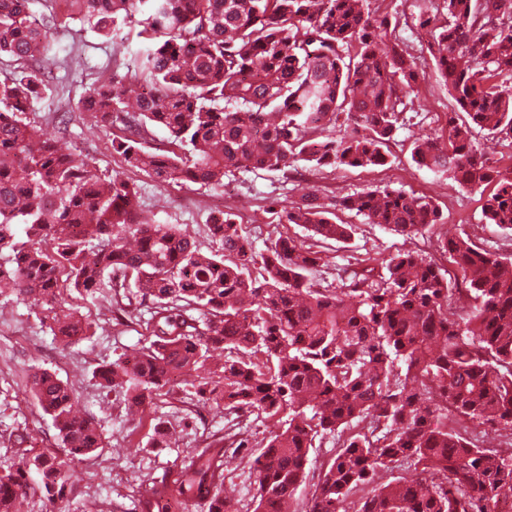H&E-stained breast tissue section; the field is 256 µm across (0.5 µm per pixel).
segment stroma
<instances>
[{"label":"stroma","instance_id":"obj_1","mask_svg":"<svg viewBox=\"0 0 512 512\" xmlns=\"http://www.w3.org/2000/svg\"><path fill=\"white\" fill-rule=\"evenodd\" d=\"M418 2L371 0L372 8L397 17V39L420 56L426 72L405 97L406 107L399 116L385 166L336 171L306 167L288 180L277 173L239 170L226 176L218 189L188 184L163 190L143 176L139 179L140 213L156 223L176 225L205 252L219 248L206 228L209 217L220 210L234 213L255 250H264L279 238L315 246L321 256L316 278L325 285H339L342 277L358 269L361 260L369 256L387 258L414 251L445 264L438 251L440 241L465 234L484 247L512 256V231L483 218L487 189L460 187L418 168L411 158L414 142L439 135L449 114L458 110L447 86L431 71L433 34L419 23ZM32 10L45 19L61 51L46 64L52 79L34 103L31 119L97 172L128 174L123 159L109 150L111 133L120 132L123 126L122 113H114L112 128L105 130L94 126L88 115L76 112L74 106L85 91L141 50L142 38L129 26L117 29L114 37H101L82 22L67 18L62 0H35ZM384 186L428 197L441 209L442 221L425 234L407 237L366 223L355 212L340 210L336 217L351 225L352 234L348 241L336 243L315 241L303 226L282 224L276 217L278 210L313 190L331 204L336 197ZM112 307L110 301L91 304L63 290L61 310L80 309L96 330L91 339L66 347L54 340L39 312L29 305L0 302V473L17 463L23 448H43L56 441L51 419L25 392L28 370L41 367L68 381L81 409L99 419L108 438L100 455L68 460L66 475L73 495L70 512H143L141 500L148 484L175 478L188 452L203 448L216 435H236L245 441L243 448L228 453L224 460V485L236 496L239 512H254V451L276 431V421L263 417L243 420L202 404L194 388L178 380L162 389L154 405L142 413L139 427H132L121 395L103 392L92 373L119 354L142 346L149 337L144 325L128 319L114 321ZM159 422L177 427L170 447L154 444L153 427Z\"/></svg>","mask_w":512,"mask_h":512}]
</instances>
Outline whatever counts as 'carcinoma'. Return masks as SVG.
<instances>
[{
	"label": "carcinoma",
	"instance_id": "1",
	"mask_svg": "<svg viewBox=\"0 0 512 512\" xmlns=\"http://www.w3.org/2000/svg\"><path fill=\"white\" fill-rule=\"evenodd\" d=\"M71 18L110 37L142 15L146 41L77 110L112 128L125 85H144L126 131L109 139L126 165L161 185H224L241 168L288 179L315 169H372L387 160L417 57L391 40L370 0H65ZM420 9L434 29L435 73L469 118L414 142L413 161L463 187L490 186L485 223L512 230V175L486 165L477 127L512 138V0H442ZM32 0H0V55L48 59L59 43L33 19ZM46 89L24 68L0 80V299L53 321L65 344L93 334L78 311L55 318L60 283L90 303L131 285L149 303V344L98 370L100 386L138 415L179 373L204 403L278 430L254 459L255 512H503L512 503V451L485 448L475 430L512 439V258L470 236L441 242L448 267L417 252L368 257L341 288L315 279L317 252L279 238L262 252L231 212L213 215L223 252L205 253L171 224L137 211L139 184L100 175L28 118ZM169 149H145L150 128ZM336 205L407 237L438 223L432 201L389 187ZM279 221L344 242L349 224L309 192ZM458 294L464 305L448 311ZM32 396L60 445L25 448L0 476V512L36 494L68 512L62 454L105 446L95 418L73 409L72 390L46 369ZM327 435L339 450L300 500L311 449ZM421 469L410 482L394 472ZM392 478L382 482L379 474ZM175 491L184 506L237 512L224 497V447L187 456ZM146 512H171L152 490Z\"/></svg>",
	"mask_w": 512,
	"mask_h": 512
}]
</instances>
